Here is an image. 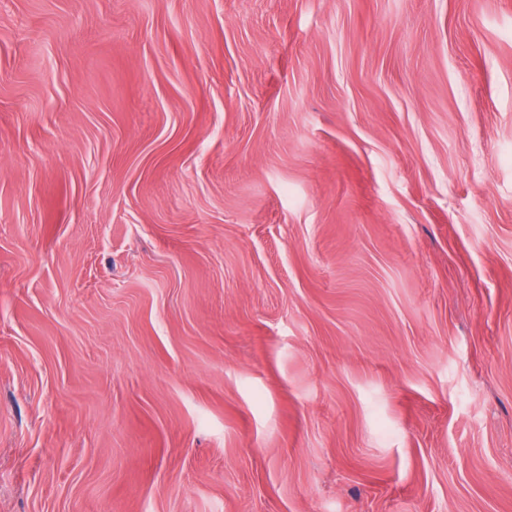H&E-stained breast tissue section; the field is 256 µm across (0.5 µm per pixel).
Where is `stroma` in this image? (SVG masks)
Instances as JSON below:
<instances>
[{
	"label": "stroma",
	"instance_id": "35a3bbf8",
	"mask_svg": "<svg viewBox=\"0 0 512 512\" xmlns=\"http://www.w3.org/2000/svg\"><path fill=\"white\" fill-rule=\"evenodd\" d=\"M0 512H512V0H0Z\"/></svg>",
	"mask_w": 512,
	"mask_h": 512
}]
</instances>
